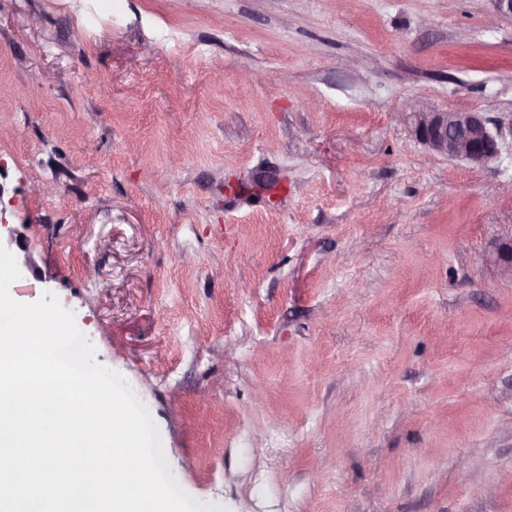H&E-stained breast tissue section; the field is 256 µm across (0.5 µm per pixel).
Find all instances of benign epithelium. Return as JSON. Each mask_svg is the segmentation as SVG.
<instances>
[{
    "label": "benign epithelium",
    "instance_id": "7a95c632",
    "mask_svg": "<svg viewBox=\"0 0 512 512\" xmlns=\"http://www.w3.org/2000/svg\"><path fill=\"white\" fill-rule=\"evenodd\" d=\"M411 135L428 151L473 164L486 163L500 154L501 127L490 128L484 112L428 111L404 114ZM491 261L500 274L512 279V225L495 239Z\"/></svg>",
    "mask_w": 512,
    "mask_h": 512
}]
</instances>
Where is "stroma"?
Here are the masks:
<instances>
[{
	"instance_id": "35a3bbf8",
	"label": "stroma",
	"mask_w": 512,
	"mask_h": 512,
	"mask_svg": "<svg viewBox=\"0 0 512 512\" xmlns=\"http://www.w3.org/2000/svg\"><path fill=\"white\" fill-rule=\"evenodd\" d=\"M490 0H0V207L224 512H512V119ZM403 114L411 135L434 154L473 164L486 163L500 154L501 123L493 131L487 112ZM491 261L499 268L500 274L512 279V225L505 224L495 239L489 254Z\"/></svg>"
}]
</instances>
